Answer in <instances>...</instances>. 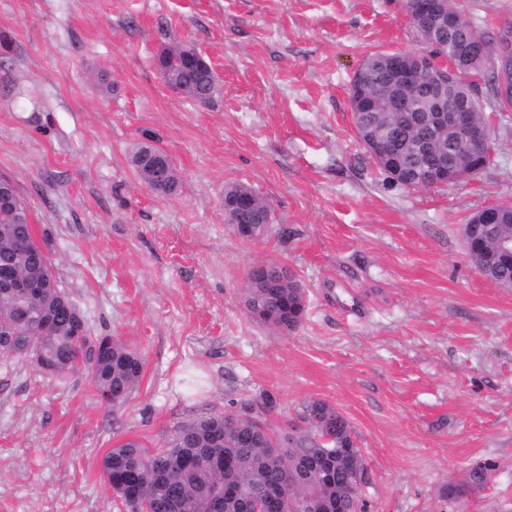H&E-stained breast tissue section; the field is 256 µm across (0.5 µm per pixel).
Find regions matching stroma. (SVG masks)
<instances>
[{"instance_id":"35a3bbf8","label":"stroma","mask_w":512,"mask_h":512,"mask_svg":"<svg viewBox=\"0 0 512 512\" xmlns=\"http://www.w3.org/2000/svg\"><path fill=\"white\" fill-rule=\"evenodd\" d=\"M457 4L485 31L512 23V0ZM172 45L210 64L209 104L162 80ZM422 48L402 0H0V176L89 326L143 362L115 409L85 373L0 362V512H121L101 471L111 448L161 447L265 393L277 433L313 400L347 420L366 512H512V288L462 238L478 209L512 205V111L482 94L492 164L429 188L390 185L354 129L363 60ZM145 143L171 157L177 194L138 179ZM228 184L269 203L264 236H235ZM267 262L305 293L285 333L244 308ZM484 464L483 487L445 497Z\"/></svg>"}]
</instances>
